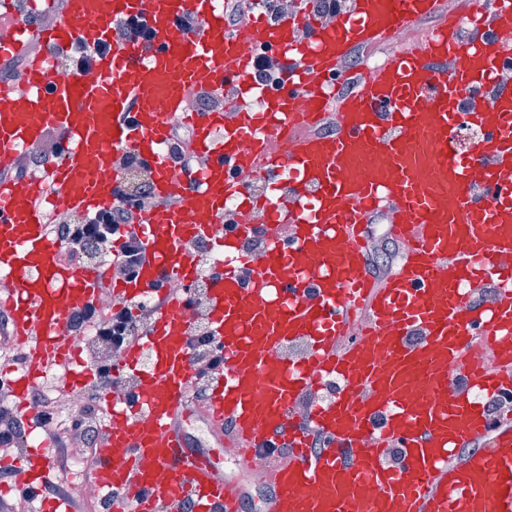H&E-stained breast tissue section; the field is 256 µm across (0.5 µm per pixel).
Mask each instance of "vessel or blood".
Instances as JSON below:
<instances>
[{
  "mask_svg": "<svg viewBox=\"0 0 512 512\" xmlns=\"http://www.w3.org/2000/svg\"><path fill=\"white\" fill-rule=\"evenodd\" d=\"M81 3L39 28L9 9L0 28L4 57L27 54L34 40L93 50L89 67L64 70L46 54L32 59L23 86L0 85V105L27 102L0 113V302L21 351L0 375L15 416L38 418L30 386L74 352L73 311L153 295L146 331L117 361L135 369L131 392L105 400L98 486L120 492V512H178L187 499L194 512H241L248 486L224 478L212 448L187 430L202 266L191 245L205 238L224 249L204 278L224 364L203 418L215 446L235 439L243 464L289 446L264 477V512H512V418L472 395L512 392V84L501 68L512 57V0L485 17L484 38H463L449 15L347 93L334 78L351 51L436 14L439 0H351L327 18L303 6L234 27L216 0H106L96 14ZM133 17L146 20L149 40L113 42L114 23ZM261 50L281 61L273 95L251 79ZM204 93L233 111H191ZM306 115L333 118L332 133L305 126ZM463 122L485 134L466 150L456 140ZM176 123L193 127L194 165L159 150ZM49 127L63 132L61 157L48 177L15 180ZM131 152L149 164L157 199L119 227L142 243L137 276L67 263L40 200L108 207L119 182L112 158ZM285 171L287 203L254 202L250 181ZM228 198L241 204L229 220ZM378 211L404 245L381 280L367 269L359 230ZM259 234L265 249L242 254L241 241ZM491 281L497 291L482 299ZM296 344L305 354L288 357ZM478 346L492 364L472 358ZM94 379L71 370L60 385L80 400ZM329 382L331 396L297 416L298 402ZM309 423L323 448L311 449ZM387 448L399 452L390 463ZM11 469L42 512H62L44 496L33 455Z\"/></svg>",
  "mask_w": 512,
  "mask_h": 512,
  "instance_id": "1",
  "label": "vessel or blood"
}]
</instances>
